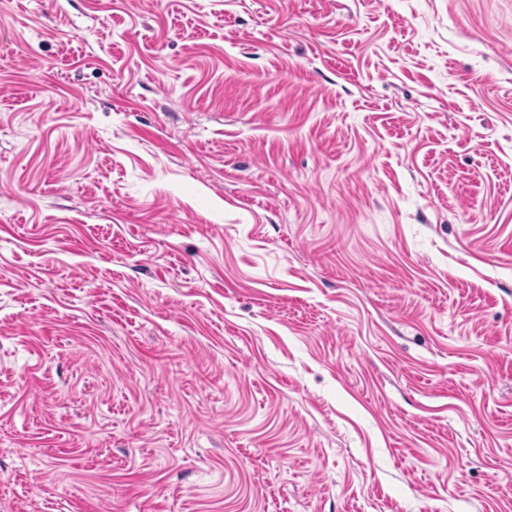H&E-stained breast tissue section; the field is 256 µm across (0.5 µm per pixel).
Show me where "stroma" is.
<instances>
[{"mask_svg": "<svg viewBox=\"0 0 512 512\" xmlns=\"http://www.w3.org/2000/svg\"><path fill=\"white\" fill-rule=\"evenodd\" d=\"M0 512H512V0H0Z\"/></svg>", "mask_w": 512, "mask_h": 512, "instance_id": "1", "label": "stroma"}]
</instances>
